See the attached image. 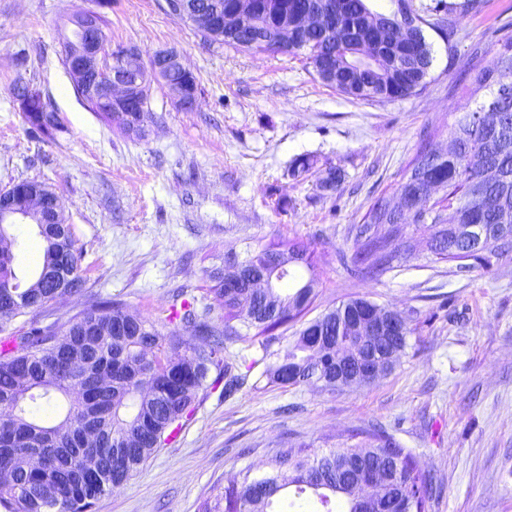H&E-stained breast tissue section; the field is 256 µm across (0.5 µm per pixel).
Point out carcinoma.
Here are the masks:
<instances>
[{
    "mask_svg": "<svg viewBox=\"0 0 512 512\" xmlns=\"http://www.w3.org/2000/svg\"><path fill=\"white\" fill-rule=\"evenodd\" d=\"M270 9L257 18L260 35L246 44L226 33L217 41L239 50L272 49L268 32L283 18L284 0H267ZM342 10L346 32L322 39L312 31L301 40V49L322 83L361 100L405 99L425 86L432 64L429 44L418 29L411 42V54L400 44L383 47L380 67L372 76L351 69L353 43L364 38V18L373 15L382 26H392L394 17L379 12L367 0H336ZM512 38L500 46L490 64L471 74L477 89L487 91L474 109L455 118L448 143L459 151L440 154L427 144L421 146L395 184L393 198L373 204L362 222L352 225L354 253L348 270L355 277H380L394 263L414 257V245L403 235L395 208L402 193L412 190L414 181L436 180L445 184L446 197L428 208L434 232L442 225L457 224L461 235L446 237V243L430 249L441 260L484 264V253L508 256L499 246L512 238ZM43 96L23 111L31 129L52 137L62 130L58 123L43 121ZM42 257L32 278L17 273L11 249H0V333L7 320L37 310L56 298L77 292L69 287L81 281L79 261L71 227L67 224H39ZM293 256L282 282L265 294L241 285L233 291L224 280L241 259L224 255V268L211 273L213 285L207 294L222 310L219 321L211 317L212 305L197 306L186 293L176 295L167 317L158 325L129 312L122 304L94 300L62 328L52 324L32 325L23 335L11 336L12 346L0 350V507L4 512H93L98 499L121 488L174 434L181 421L195 409L199 393L224 384L230 396L247 383L248 374L224 356L227 341L259 344L261 360L268 356L273 332L301 318L312 302L314 275L302 278L300 269L313 271L308 248L296 240L271 242L241 260L265 266L279 258ZM393 310L364 298H351L322 316L302 323L295 342L277 355L262 372L270 382L283 384L281 375L296 372L293 385H319L336 389V346L350 348V359L365 345L352 336L350 325L363 310ZM403 333L394 340L375 344L381 371L392 370L407 347L410 318L402 315ZM193 328L195 341L181 335L179 325ZM93 412L104 451L95 466L88 465L81 437ZM343 443L328 453L310 456L304 444L278 449L266 462V469L254 474L242 470L224 487V496L204 512H362V505L350 496V488L361 475V465L379 463L385 478L379 499L398 496L400 512H428L429 475L421 470L411 452L391 436L374 429L361 433V440Z\"/></svg>",
    "mask_w": 512,
    "mask_h": 512,
    "instance_id": "1",
    "label": "carcinoma"
}]
</instances>
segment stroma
<instances>
[{
	"label": "stroma",
	"instance_id": "obj_1",
	"mask_svg": "<svg viewBox=\"0 0 512 512\" xmlns=\"http://www.w3.org/2000/svg\"><path fill=\"white\" fill-rule=\"evenodd\" d=\"M425 9L432 66L424 88L396 101L339 94L306 53L241 51L169 15L165 0H112L111 48L142 57L173 47L199 88L180 111L153 83L146 136L126 135L88 109L60 58L68 17L84 0H0V190L36 180L57 195L81 253L80 292L11 320L9 332L64 325L92 299L123 303L157 321L186 286L203 295L207 271L227 251L278 240L308 245L317 268L316 318L353 297L411 316L409 345L373 382L335 391L267 383L254 367L232 396L201 392L175 438L157 449L95 512H201L244 469L280 444L322 453L379 427L431 477L429 512H512V256L467 272L429 253L375 277H351L336 255L352 253L350 225L391 197L423 141L448 146V126L478 95L469 68L490 63L512 38V0L451 6L453 37ZM40 90L64 127L56 139L29 129L15 79ZM310 165L294 170L296 159ZM343 181L326 191L329 170Z\"/></svg>",
	"mask_w": 512,
	"mask_h": 512
}]
</instances>
